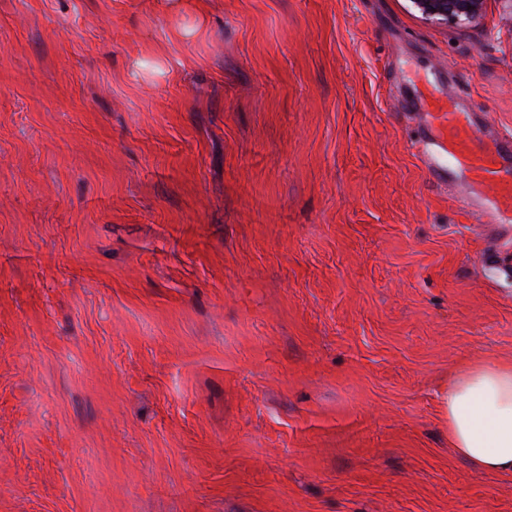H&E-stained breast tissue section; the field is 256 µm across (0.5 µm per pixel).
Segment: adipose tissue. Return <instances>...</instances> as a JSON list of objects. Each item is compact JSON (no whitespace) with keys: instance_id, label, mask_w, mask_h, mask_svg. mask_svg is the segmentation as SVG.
Wrapping results in <instances>:
<instances>
[{"instance_id":"obj_1","label":"adipose tissue","mask_w":512,"mask_h":512,"mask_svg":"<svg viewBox=\"0 0 512 512\" xmlns=\"http://www.w3.org/2000/svg\"><path fill=\"white\" fill-rule=\"evenodd\" d=\"M437 404L459 458L483 471L512 474V361L483 360L451 372Z\"/></svg>"}]
</instances>
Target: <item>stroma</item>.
<instances>
[{"instance_id":"35a3bbf8","label":"stroma","mask_w":512,"mask_h":512,"mask_svg":"<svg viewBox=\"0 0 512 512\" xmlns=\"http://www.w3.org/2000/svg\"><path fill=\"white\" fill-rule=\"evenodd\" d=\"M432 80L512 130V0H0V512H512L438 413L512 269ZM414 6L426 19L453 25L468 24L483 12L485 0H413ZM470 6V9H467Z\"/></svg>"}]
</instances>
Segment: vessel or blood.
<instances>
[{
  "label": "vessel or blood",
  "instance_id": "b4317fda",
  "mask_svg": "<svg viewBox=\"0 0 512 512\" xmlns=\"http://www.w3.org/2000/svg\"><path fill=\"white\" fill-rule=\"evenodd\" d=\"M408 118L421 130L418 158L437 185H453L454 173H464L472 191L458 198L459 208L487 216L497 228L511 227L512 134L497 136L492 146H478L473 113L450 103H431L421 94Z\"/></svg>",
  "mask_w": 512,
  "mask_h": 512
}]
</instances>
